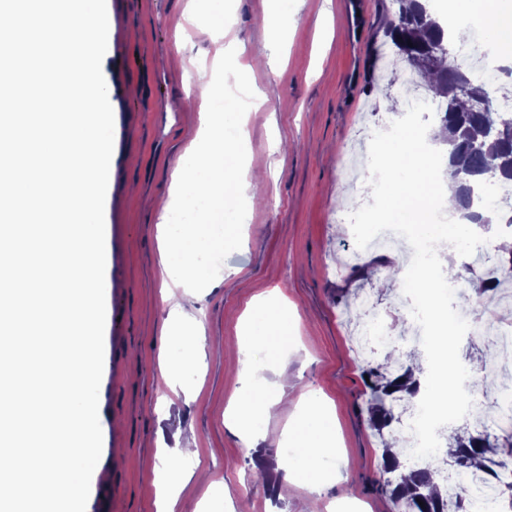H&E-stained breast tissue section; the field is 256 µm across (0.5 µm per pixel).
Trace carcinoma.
<instances>
[{
	"mask_svg": "<svg viewBox=\"0 0 512 512\" xmlns=\"http://www.w3.org/2000/svg\"><path fill=\"white\" fill-rule=\"evenodd\" d=\"M394 2L397 11L388 21L386 34L397 48L402 68L425 80L433 77L443 87L445 102L439 125L442 142L448 145L447 173L456 187L459 212L470 224H491L493 216L479 204V191L489 174L512 180V116L478 112L460 98L459 86L473 82L472 75L457 64L442 66L438 59L429 56L433 49L444 46L439 17L426 2ZM367 376L368 422L380 431L395 422L390 403L415 396L419 381L409 367L390 376L379 367H371ZM453 438L455 447L448 450V457L454 459L461 471L485 470L496 457L512 459V430L494 439L488 434L458 433ZM399 467V460L392 453L381 467L386 479L379 483L380 490L389 493L394 503L405 504L407 512H448L445 495L431 470L418 467L389 478ZM452 499L454 512H479L477 498L471 491L462 489Z\"/></svg>",
	"mask_w": 512,
	"mask_h": 512,
	"instance_id": "1",
	"label": "carcinoma"
}]
</instances>
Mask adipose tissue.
<instances>
[{
	"label": "adipose tissue",
	"mask_w": 512,
	"mask_h": 512,
	"mask_svg": "<svg viewBox=\"0 0 512 512\" xmlns=\"http://www.w3.org/2000/svg\"><path fill=\"white\" fill-rule=\"evenodd\" d=\"M462 22L450 30V37L465 44L472 39L469 17H477L487 30L488 47L493 58L502 66H512V0H455ZM234 112H205L195 145L175 165L171 178L172 200L164 204L160 215L161 276L166 316L162 334L165 346L159 353V363L169 386H176L182 373L201 363L204 347L203 325L200 319L189 316L176 299L173 290L187 284L205 283L207 268L201 255L213 240L206 217L192 224H173L169 213L182 209L188 195L196 192L225 190V207H232L229 186L251 185L253 175L248 168L232 167L227 158L239 141L226 137V128L235 126ZM242 336L239 343L240 371L245 384L224 410V420L235 427L245 443L252 448L259 441L254 423L269 416L280 402L279 397L266 389L260 377L261 357L270 355L279 342L288 338V315L274 308L268 294L253 298L240 316ZM297 405L303 411L301 419L289 421L283 429L293 449L285 470L289 482L304 481L309 489L320 485L319 473L324 458L336 453L335 423L327 410L323 395L315 390L301 391ZM183 465L177 473L163 474L160 480L159 512H179L180 494L184 483L193 477L200 466L197 450L188 448L182 453Z\"/></svg>",
	"instance_id": "1"
}]
</instances>
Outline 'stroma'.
Here are the masks:
<instances>
[{
    "mask_svg": "<svg viewBox=\"0 0 512 512\" xmlns=\"http://www.w3.org/2000/svg\"><path fill=\"white\" fill-rule=\"evenodd\" d=\"M269 0H225V21L211 0H106L112 15L103 76L112 91L114 147L105 199L104 366L99 397L106 413L100 460L86 512H157V441L195 443L205 478H192L181 512H334L355 499L365 512H394L377 482L380 440L366 422V370L397 372L405 356L378 349L362 356L352 338L364 322L355 305L368 292L393 307L403 287L388 278L337 273L347 247L337 210L357 204L360 186L344 173L369 147L367 132L384 101L398 97L400 76L387 68L394 50L383 36L392 0H288L297 24L278 58L266 38ZM237 52L262 105L245 115V142L234 163L249 159L265 173L263 189L238 198L233 211L212 202L210 222L240 220V239L208 269L212 289L176 288L186 312L203 317L204 367L183 375L193 399L172 393L160 371L165 316L158 215L172 161L190 148L203 99L197 74L239 73ZM279 289L298 341L271 354L264 377L284 394L264 418L262 438L245 452L224 408L241 381L237 319L252 298ZM330 402L338 445L320 491L284 480L285 423L299 413L300 391Z\"/></svg>",
    "mask_w": 512,
    "mask_h": 512,
    "instance_id": "35a3bbf8",
    "label": "stroma"
}]
</instances>
